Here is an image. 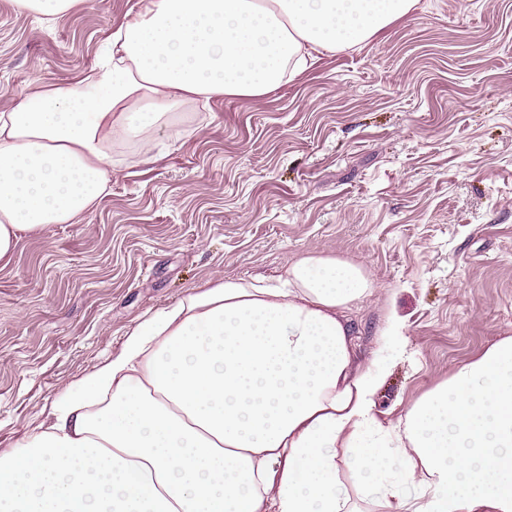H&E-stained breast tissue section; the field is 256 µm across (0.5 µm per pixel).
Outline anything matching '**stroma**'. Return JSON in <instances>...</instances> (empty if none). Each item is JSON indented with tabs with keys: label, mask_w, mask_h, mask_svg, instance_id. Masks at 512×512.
Listing matches in <instances>:
<instances>
[{
	"label": "stroma",
	"mask_w": 512,
	"mask_h": 512,
	"mask_svg": "<svg viewBox=\"0 0 512 512\" xmlns=\"http://www.w3.org/2000/svg\"><path fill=\"white\" fill-rule=\"evenodd\" d=\"M136 3L79 0L49 23L0 0V111L34 80L88 72ZM112 152L99 203L23 235L0 267V453L198 284L311 252L370 274L377 294L354 313L365 357L386 313L403 325L381 422L512 336V0H420L273 93L184 107L148 148Z\"/></svg>",
	"instance_id": "35a3bbf8"
}]
</instances>
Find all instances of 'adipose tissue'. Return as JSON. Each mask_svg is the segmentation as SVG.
Returning a JSON list of instances; mask_svg holds the SVG:
<instances>
[{
    "label": "adipose tissue",
    "mask_w": 512,
    "mask_h": 512,
    "mask_svg": "<svg viewBox=\"0 0 512 512\" xmlns=\"http://www.w3.org/2000/svg\"><path fill=\"white\" fill-rule=\"evenodd\" d=\"M417 2L138 0L88 74L0 112V265L22 233L98 203L113 139L267 95ZM374 293L361 264L314 252L193 289L0 454V512H357L344 466L390 512H512V337L384 425L376 396L407 338L385 316L359 361L351 315Z\"/></svg>",
    "instance_id": "obj_1"
}]
</instances>
